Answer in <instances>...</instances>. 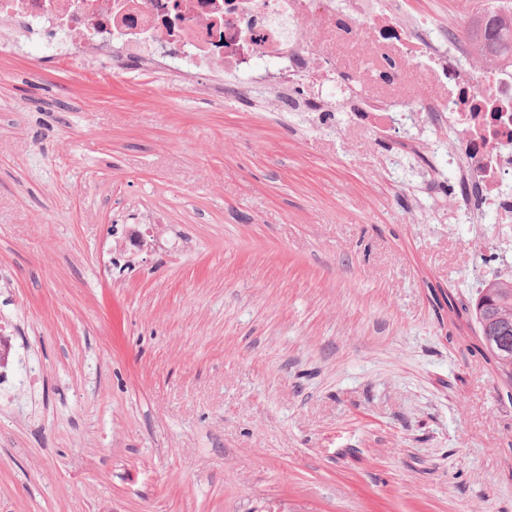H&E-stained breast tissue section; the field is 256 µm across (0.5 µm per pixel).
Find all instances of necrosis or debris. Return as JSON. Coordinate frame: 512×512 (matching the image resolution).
<instances>
[{"label": "necrosis or debris", "mask_w": 512, "mask_h": 512, "mask_svg": "<svg viewBox=\"0 0 512 512\" xmlns=\"http://www.w3.org/2000/svg\"><path fill=\"white\" fill-rule=\"evenodd\" d=\"M470 0H456L447 25L399 18L381 0H0V51L40 44L82 71L93 62L135 63L184 81L209 77L216 93L286 98L295 112L336 99L371 127L398 132L425 124L430 147L458 141L448 164L469 191L456 201L472 223L512 222V65L494 68L469 52ZM370 55L401 62L391 94L365 91L339 74L323 45L337 16ZM425 63L444 96L415 107L397 90L403 69Z\"/></svg>", "instance_id": "obj_1"}]
</instances>
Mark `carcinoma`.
Here are the masks:
<instances>
[{
	"mask_svg": "<svg viewBox=\"0 0 512 512\" xmlns=\"http://www.w3.org/2000/svg\"><path fill=\"white\" fill-rule=\"evenodd\" d=\"M469 37L480 58L512 57V3L502 0L476 13ZM472 312L485 349L512 383V282H487Z\"/></svg>",
	"mask_w": 512,
	"mask_h": 512,
	"instance_id": "1",
	"label": "carcinoma"
}]
</instances>
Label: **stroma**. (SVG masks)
<instances>
[{"mask_svg":"<svg viewBox=\"0 0 512 512\" xmlns=\"http://www.w3.org/2000/svg\"><path fill=\"white\" fill-rule=\"evenodd\" d=\"M427 135L0 53V512H512V224ZM472 312L485 349L512 383V282H487Z\"/></svg>","mask_w":512,"mask_h":512,"instance_id":"1","label":"stroma"}]
</instances>
